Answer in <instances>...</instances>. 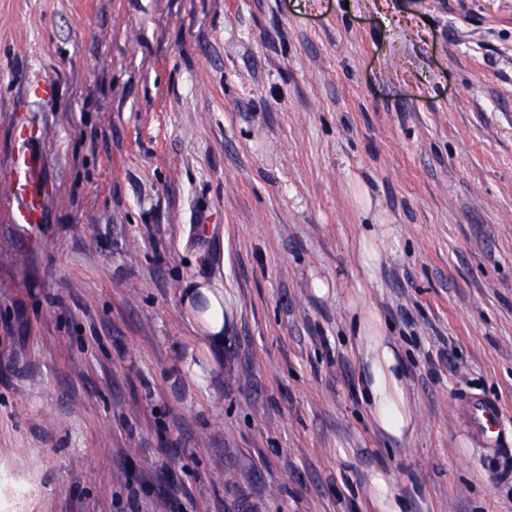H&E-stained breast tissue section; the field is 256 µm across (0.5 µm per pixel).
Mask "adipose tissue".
<instances>
[{
  "label": "adipose tissue",
  "mask_w": 512,
  "mask_h": 512,
  "mask_svg": "<svg viewBox=\"0 0 512 512\" xmlns=\"http://www.w3.org/2000/svg\"><path fill=\"white\" fill-rule=\"evenodd\" d=\"M184 319L200 361L210 362L224 344V291L198 279L181 293ZM355 330L363 360L362 381L375 424L396 439L412 436L414 417L407 399L399 352L388 339L381 317L360 311Z\"/></svg>",
  "instance_id": "adipose-tissue-1"
}]
</instances>
